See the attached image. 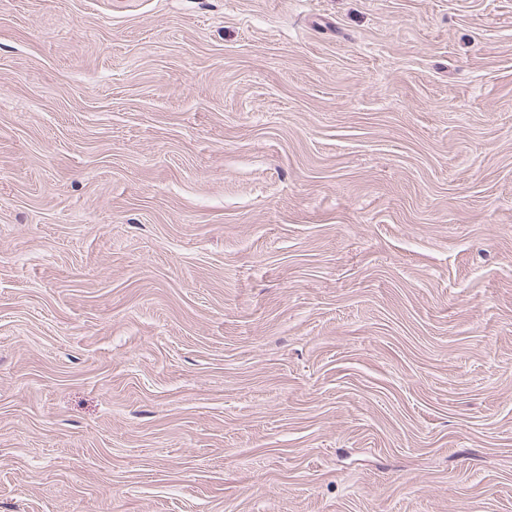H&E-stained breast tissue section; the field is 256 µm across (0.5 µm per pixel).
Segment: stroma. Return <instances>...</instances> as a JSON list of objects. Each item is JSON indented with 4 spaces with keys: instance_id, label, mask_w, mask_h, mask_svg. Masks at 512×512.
Here are the masks:
<instances>
[{
    "instance_id": "stroma-1",
    "label": "stroma",
    "mask_w": 512,
    "mask_h": 512,
    "mask_svg": "<svg viewBox=\"0 0 512 512\" xmlns=\"http://www.w3.org/2000/svg\"><path fill=\"white\" fill-rule=\"evenodd\" d=\"M0 512H512V0H0Z\"/></svg>"
}]
</instances>
